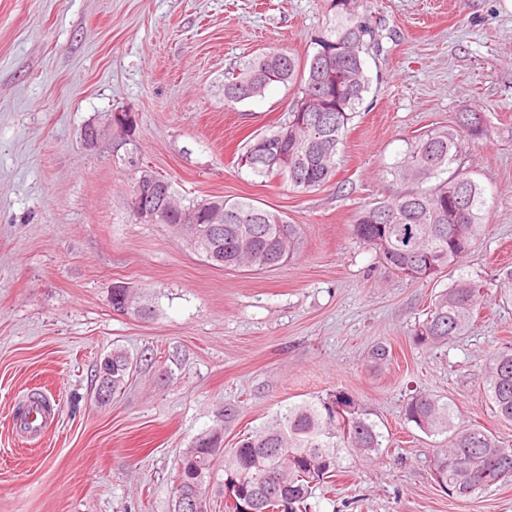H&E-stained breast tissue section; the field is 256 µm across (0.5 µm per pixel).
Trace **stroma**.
Returning a JSON list of instances; mask_svg holds the SVG:
<instances>
[{"mask_svg": "<svg viewBox=\"0 0 512 512\" xmlns=\"http://www.w3.org/2000/svg\"><path fill=\"white\" fill-rule=\"evenodd\" d=\"M328 0H0V512H173L178 462L202 433L224 449L284 405L351 392L391 445L342 461L346 478L313 512H512V481L460 500L434 480L440 439L405 422L408 399L447 400L512 445L482 384L512 341L499 305L512 268V11L503 0H368L381 38L370 88L348 124L336 175L302 192L237 163L244 143L288 117L295 87L228 105L224 77L246 56L313 53ZM139 115L146 164L182 204L221 196L277 210L302 229L298 256L268 270L209 265L168 225L132 218V180L90 121ZM482 113L462 167L485 190V230L453 275L385 272L352 234L385 192L382 173L418 134ZM488 299L471 333L415 345L453 277ZM136 286L152 318L113 313V283ZM378 344L391 364L369 359ZM136 360L124 391L95 396L100 361ZM52 411L15 419L32 390Z\"/></svg>", "mask_w": 512, "mask_h": 512, "instance_id": "1", "label": "stroma"}]
</instances>
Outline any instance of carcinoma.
<instances>
[{"mask_svg": "<svg viewBox=\"0 0 512 512\" xmlns=\"http://www.w3.org/2000/svg\"><path fill=\"white\" fill-rule=\"evenodd\" d=\"M334 23L314 39L312 57L301 60L282 52L253 55L224 77V102L240 103L260 96L274 83L297 87L288 120L258 133L244 146L239 165L259 177L282 176L296 189L310 191L336 175V156L348 123L368 91L363 54L378 41L366 0H330ZM476 113L462 116L456 128L430 130L414 138L401 157L387 167L384 196L354 215V236L374 250L382 267L415 283L433 280L455 267L485 228L484 189L469 174L451 168L466 139L485 135L468 128ZM139 116L127 122L116 147L137 150ZM288 156V166L267 159L270 151ZM445 178H440V175ZM440 181L428 188L422 184ZM387 212L389 222L373 224V211ZM223 216L224 235L210 234L216 213ZM135 220L180 226L195 250L211 266L262 270L290 262L300 246V226L282 214L249 201L222 196L196 205L132 213ZM112 310L148 317L137 290L124 283L111 288ZM486 302L483 285L459 277L436 295L425 321L415 332L419 345L438 347L466 335ZM100 375L112 377V393L122 390L133 363L114 352L99 364ZM485 394L496 416L512 423V342L489 357L483 376ZM406 421L421 431L444 437L437 449L433 475L458 498L512 480V447L490 432L465 425L451 403L427 393L410 397ZM387 440L349 393L338 390L312 396L277 410L245 435L224 460L225 512H312L314 491L334 490L342 452L365 457L380 452ZM224 434L214 429L200 436L180 458L173 498L205 501L211 462L223 448Z\"/></svg>", "mask_w": 512, "mask_h": 512, "instance_id": "obj_1", "label": "carcinoma"}]
</instances>
